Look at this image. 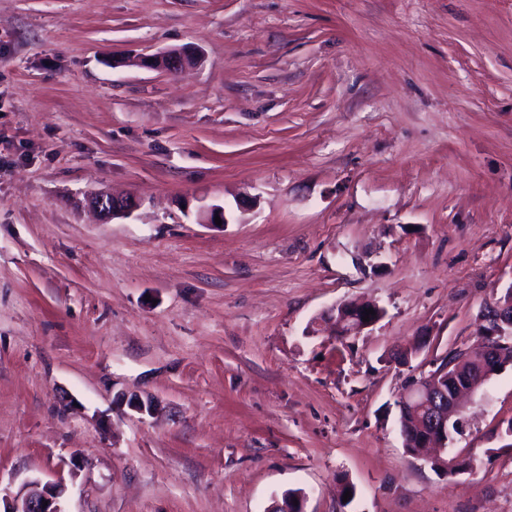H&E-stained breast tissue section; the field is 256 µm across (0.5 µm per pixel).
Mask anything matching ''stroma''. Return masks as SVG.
<instances>
[{
    "mask_svg": "<svg viewBox=\"0 0 512 512\" xmlns=\"http://www.w3.org/2000/svg\"><path fill=\"white\" fill-rule=\"evenodd\" d=\"M171 49L198 64L145 66ZM511 286L512 0H0V489L512 512V365L441 454L469 472L397 407ZM353 299L383 317L311 332ZM92 203L106 221L128 218L138 207L135 197L115 198L106 193L95 196ZM373 308L375 315L369 314V322H363L365 309ZM384 310L373 302L343 301L324 311L318 318L319 325L330 321L336 326L338 336L357 335L362 330L377 323Z\"/></svg>",
    "mask_w": 512,
    "mask_h": 512,
    "instance_id": "1",
    "label": "stroma"
}]
</instances>
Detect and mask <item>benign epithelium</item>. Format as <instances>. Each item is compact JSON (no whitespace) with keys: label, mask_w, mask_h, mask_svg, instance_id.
Here are the masks:
<instances>
[{"label":"benign epithelium","mask_w":512,"mask_h":512,"mask_svg":"<svg viewBox=\"0 0 512 512\" xmlns=\"http://www.w3.org/2000/svg\"><path fill=\"white\" fill-rule=\"evenodd\" d=\"M194 55L186 50L165 51L152 59V66L170 73L178 72L186 63L192 61ZM94 207L107 221L124 219L132 215L138 207V200L132 196L115 198L110 194L100 193L92 199ZM220 217L222 223H228L226 209L219 204L203 206L198 212V223L213 224L215 217ZM373 309L375 314L365 322V310ZM384 310L373 302L343 301L324 311L318 322L330 321L336 326L339 336L357 335L362 330L377 323L383 316ZM479 340L473 347V352L480 357L479 384H472L454 395L448 393V369L437 368L432 364L431 369L423 371L410 381L407 393L398 401L401 412L423 414L427 425L426 439L421 445L403 439L406 452L415 457L425 458L433 466H444L437 455H428V451L444 448L449 437L462 432L463 406L462 398L471 394L478 385L484 384L493 375L500 372L512 359L504 360L500 346L502 339L512 337V287L507 293L484 304L480 315V327L477 333ZM62 482L42 484L37 480L30 486L12 494L0 495V512H64L61 505ZM48 505H43V502Z\"/></svg>","instance_id":"benign-epithelium-1"}]
</instances>
